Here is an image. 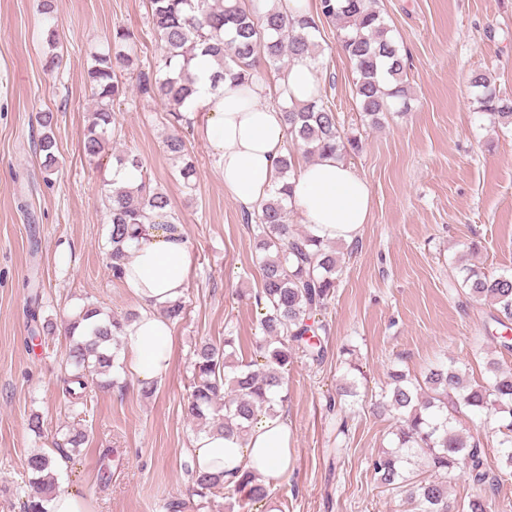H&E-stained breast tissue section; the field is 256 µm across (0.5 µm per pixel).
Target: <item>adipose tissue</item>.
<instances>
[{"label": "adipose tissue", "instance_id": "adipose-tissue-1", "mask_svg": "<svg viewBox=\"0 0 512 512\" xmlns=\"http://www.w3.org/2000/svg\"><path fill=\"white\" fill-rule=\"evenodd\" d=\"M195 92L183 107L188 118H202L205 136L217 156L224 190L244 209L259 204L274 185L277 164L285 154L287 126L283 104H306L320 93L321 78L309 59H293L274 84L213 82L211 56L191 65ZM292 203L302 223L325 241L350 244L367 223L371 194L354 169L326 155L300 164L291 181ZM124 285L140 303L138 316L121 334L131 371L146 384L161 380L171 366L173 332L162 316L165 306L181 300L193 254L182 229L146 224L130 241ZM292 432L280 414L262 416L245 437L203 431L192 441L195 466L203 472L238 480L250 471L271 482L291 467Z\"/></svg>", "mask_w": 512, "mask_h": 512}]
</instances>
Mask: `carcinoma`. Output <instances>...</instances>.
Masks as SVG:
<instances>
[{
    "mask_svg": "<svg viewBox=\"0 0 512 512\" xmlns=\"http://www.w3.org/2000/svg\"><path fill=\"white\" fill-rule=\"evenodd\" d=\"M152 29L161 55L156 66L137 72V91L160 102L171 132L164 138L166 153L181 162L178 168L186 187L193 186L196 170L186 160V135L191 128L182 111L195 92L191 62L197 50L212 56L218 66L213 79H229L247 84L259 76V66L277 70L288 67L296 57H305L320 66L314 18L290 17L276 5L252 4L242 0H147ZM320 16L336 23L337 42L353 63L355 97L360 112L374 125L381 123L393 108L408 109L411 88L407 81V58L390 35V29L374 0H320ZM44 16L43 40L47 46L44 68L53 72L59 65L60 35L54 22V0H40ZM138 38L128 28L113 31L108 47L91 53L86 87L93 110L83 132L82 151L89 161L109 151L114 121V105L126 96L116 72L135 69ZM476 110L512 126V100L500 96L491 75L476 71L471 77ZM288 139L312 159L331 154L344 159L359 151V141L341 133L333 105L319 98L313 102L282 108ZM40 127L37 147L47 174L58 167L53 115L36 113ZM116 163L139 173L134 188L114 187L105 195L110 217L109 243L112 277L123 281L128 260L127 244L140 235L141 225L163 219L165 228L176 223L167 194L144 172L139 155L125 151L113 154ZM287 185L275 190L258 204L254 214V246L257 251L261 288L255 301L262 310L259 318L263 337L256 344L254 359L233 377L226 375L236 355L235 338L224 343H204L194 353L193 379L188 397V413L196 420H212V426L239 437L247 435L258 417L275 410L285 397H274L282 385V375L301 353L314 361L324 357L319 332L327 324L313 320L326 310L335 294L342 272L341 258L334 243L316 238L310 231H299L288 224ZM460 288L477 302L502 316L498 323L512 319V274L486 273L465 268ZM27 317L35 326L32 337L49 335L52 323H39L38 308L30 306ZM132 317L103 313L93 304L82 308L69 328L72 342L66 352L70 374L65 393L73 400L86 401L107 385L103 376L114 366L120 334ZM488 377L471 380L454 360L441 362L423 378L404 370L389 373V383L381 390L376 406L396 416L394 448L372 460L371 467L380 485L396 493L408 492L417 512H449L448 474L462 470L475 483L497 489L500 477L485 466L483 442L451 426L463 410L485 414L499 422L497 453L501 467L512 469V367L497 358L486 362ZM423 456L434 472L415 481L403 473V464ZM28 479L25 512H40L39 500L56 492L53 459L45 453L27 459ZM194 494L209 498L229 486L221 475L190 471ZM236 487L245 489L248 504L267 498L264 484L244 473Z\"/></svg>",
    "mask_w": 512,
    "mask_h": 512,
    "instance_id": "obj_1",
    "label": "carcinoma"
}]
</instances>
